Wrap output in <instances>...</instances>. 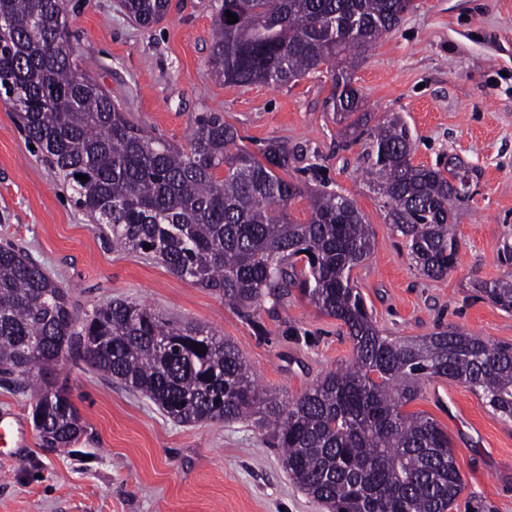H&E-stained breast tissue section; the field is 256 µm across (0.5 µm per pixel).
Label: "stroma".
Masks as SVG:
<instances>
[{
	"label": "stroma",
	"instance_id": "35a3bbf8",
	"mask_svg": "<svg viewBox=\"0 0 512 512\" xmlns=\"http://www.w3.org/2000/svg\"><path fill=\"white\" fill-rule=\"evenodd\" d=\"M416 10L354 70L373 121L398 115L415 141L413 162L435 167L456 156L480 178L458 212L459 242L448 276L421 274L362 179L364 142H346L324 100L331 80L313 73L280 86L233 85L215 77L211 0H170L166 17L144 28L121 0H66L69 41L129 120L183 146L196 117L218 112L260 154L276 140L294 149L293 181L324 182L351 197L376 247L352 271L383 335L411 339L456 328L512 343V312L477 282L512 274V0H416ZM11 243L67 288L78 315L113 300L193 321L231 340L262 387L295 397L353 356L334 318L299 291L265 299L250 315L112 244L0 93V245ZM83 431L68 448L43 447L31 418L34 391L0 384V416L16 415L23 437L0 443V512H327L287 474L279 449L252 422L184 425L141 394L80 361L56 369ZM445 401L423 385L409 411L448 433L465 489L453 512L482 501L512 512V422L465 384L444 379Z\"/></svg>",
	"mask_w": 512,
	"mask_h": 512
}]
</instances>
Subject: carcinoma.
Here are the masks:
<instances>
[{"instance_id": "cac0c4a2", "label": "carcinoma", "mask_w": 512, "mask_h": 512, "mask_svg": "<svg viewBox=\"0 0 512 512\" xmlns=\"http://www.w3.org/2000/svg\"><path fill=\"white\" fill-rule=\"evenodd\" d=\"M414 0H213L210 63L237 85L286 84L330 70L325 107L366 141L363 174L383 198L385 219L419 271L448 275L458 208L478 170L457 157L442 169L412 162L413 138L392 117L373 126L353 85L356 58L393 30ZM148 28L168 0H123ZM238 17L228 23L226 12ZM0 87L76 196L112 242L160 261L247 315L296 287L341 322L353 358L287 400L259 387L235 344L193 321L112 301L80 319L67 289L20 248L0 246V377L33 386L32 419L46 448L82 432L70 393L52 372L79 360L152 400L175 422L253 420L282 451L288 475L330 512H448L464 491L448 433L407 413L421 382L458 380L512 421V344L456 329L414 339L381 334L351 280L375 237L354 200L286 178L294 152L272 141L261 156L236 146L235 128L203 112L179 147L135 126L83 73L68 37L65 0H0ZM86 179L80 180L78 176ZM308 200L309 218L290 208ZM151 245L145 249L144 245ZM512 311V277L478 283ZM201 352L194 351V346Z\"/></svg>"}]
</instances>
